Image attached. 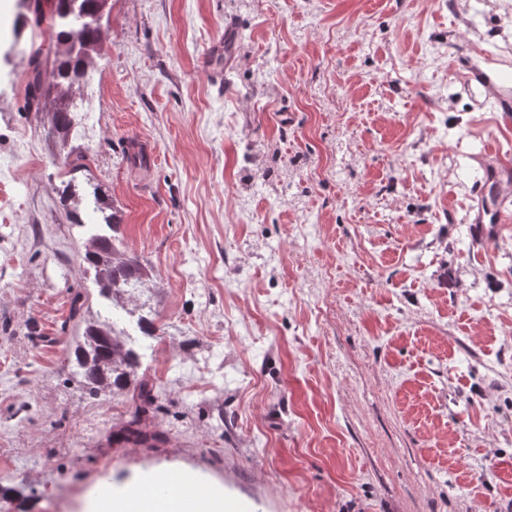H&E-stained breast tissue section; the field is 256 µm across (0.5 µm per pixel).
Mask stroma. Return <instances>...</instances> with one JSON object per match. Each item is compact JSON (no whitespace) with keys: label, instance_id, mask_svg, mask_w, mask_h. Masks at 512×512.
<instances>
[{"label":"stroma","instance_id":"stroma-1","mask_svg":"<svg viewBox=\"0 0 512 512\" xmlns=\"http://www.w3.org/2000/svg\"><path fill=\"white\" fill-rule=\"evenodd\" d=\"M109 7L65 146L0 26V512H86L160 469L254 512H512V223L471 225L512 123L453 67L512 75V0ZM71 148L154 274L160 442L113 441L129 395L73 365L86 321L133 320L81 265L98 215L60 197Z\"/></svg>","mask_w":512,"mask_h":512}]
</instances>
